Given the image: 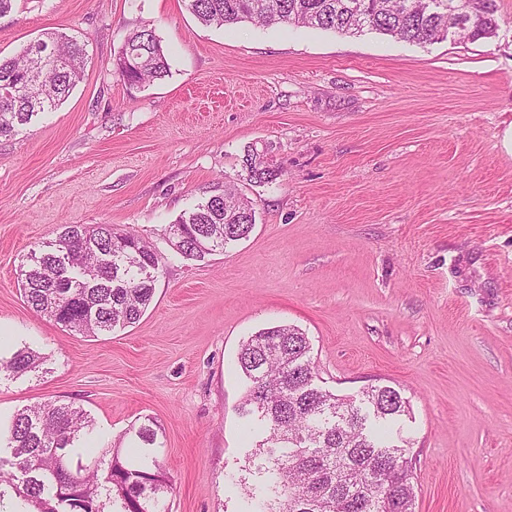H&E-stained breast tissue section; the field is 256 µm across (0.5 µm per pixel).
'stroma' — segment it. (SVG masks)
<instances>
[{"label":"stroma","instance_id":"35a3bbf8","mask_svg":"<svg viewBox=\"0 0 512 512\" xmlns=\"http://www.w3.org/2000/svg\"><path fill=\"white\" fill-rule=\"evenodd\" d=\"M494 36L409 43L250 22L201 25L186 0H14L0 56L46 32L85 41L56 110L0 137V429L72 403L97 448L151 421L170 512H239L251 452L237 408L240 347L293 325L316 383L345 397L399 390L416 458L415 512H512V0ZM153 29L171 74L131 84L114 61ZM278 168L249 181L247 151ZM234 184L250 236L187 259L163 236ZM68 224L112 225L162 255L150 307L86 337L36 314L22 259ZM45 357L40 353L29 348L20 349L14 352L12 358L7 362L6 366L2 368L1 373H6L8 377L21 376L29 372L38 371L39 367L43 364Z\"/></svg>","mask_w":512,"mask_h":512}]
</instances>
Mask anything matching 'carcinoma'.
<instances>
[{"label":"carcinoma","instance_id":"obj_1","mask_svg":"<svg viewBox=\"0 0 512 512\" xmlns=\"http://www.w3.org/2000/svg\"><path fill=\"white\" fill-rule=\"evenodd\" d=\"M423 0H187L205 25L249 21L288 24L345 34L368 28L412 43L445 38L448 11H424ZM496 0H473L455 18L458 36L488 38L498 27ZM124 46L151 56L144 68L119 72L131 84L163 80L170 64L154 30L128 35ZM86 50L62 34L0 58V136L56 108L79 82ZM250 178L276 179L278 170L249 152ZM255 225L250 201L231 185L168 225L178 254L202 258L243 239ZM162 256L141 237L110 224L65 227L20 267L27 305L61 327L86 336L124 329L151 304ZM308 337L291 325L264 328L240 348L237 367L247 380L239 414L258 422L241 480L249 507L242 512H415L410 447L392 445L383 427L409 412L388 385H371L359 399L342 398L315 383ZM44 357L29 348L14 352L7 376L35 372ZM88 414L72 403L48 402L18 411L6 455H0V512H167L163 494L171 479L149 424L121 455L107 448L91 455L77 442L89 430Z\"/></svg>","mask_w":512,"mask_h":512}]
</instances>
